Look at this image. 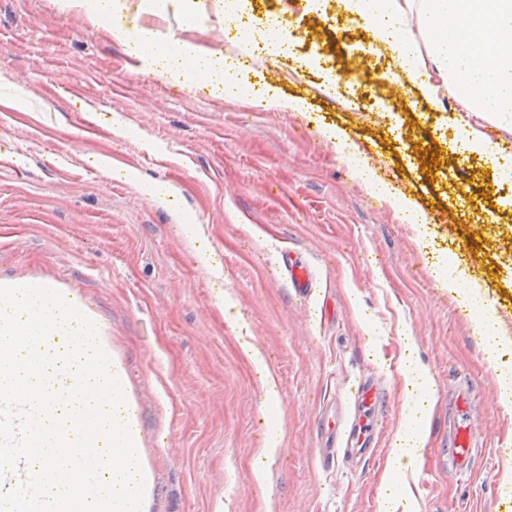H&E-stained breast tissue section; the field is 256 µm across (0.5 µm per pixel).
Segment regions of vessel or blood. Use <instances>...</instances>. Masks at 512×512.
<instances>
[{
	"instance_id": "1",
	"label": "vessel or blood",
	"mask_w": 512,
	"mask_h": 512,
	"mask_svg": "<svg viewBox=\"0 0 512 512\" xmlns=\"http://www.w3.org/2000/svg\"><path fill=\"white\" fill-rule=\"evenodd\" d=\"M282 266L299 295L312 292L315 277L308 264L286 253L282 256ZM387 409L388 394L383 385L374 379L361 380L342 404L328 412L327 430L322 437L324 446L320 451L324 461L337 464L353 458H371L379 443ZM452 437V463L459 473H467L474 457L475 440L470 432L457 427L453 428Z\"/></svg>"
}]
</instances>
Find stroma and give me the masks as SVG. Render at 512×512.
Here are the masks:
<instances>
[{
    "label": "stroma",
    "instance_id": "stroma-1",
    "mask_svg": "<svg viewBox=\"0 0 512 512\" xmlns=\"http://www.w3.org/2000/svg\"><path fill=\"white\" fill-rule=\"evenodd\" d=\"M249 2L256 18L286 16L294 50L268 55L248 75L254 94L234 95L153 76L60 0H0V280L52 282L101 325L153 475L149 512H378L387 457L414 435L395 361L374 353L381 339L395 360L411 344L433 379L414 512H498L512 491L498 393L512 374V186L496 155L457 150L453 92L428 112L393 105V60L336 0ZM191 12L206 25L187 26ZM162 21L175 40L227 51L213 0H174ZM266 93L306 107H254ZM407 197L420 223L401 216ZM287 251L314 272L309 296L288 286ZM453 265L480 293L449 294ZM495 337L508 346L492 365ZM366 376L390 398L381 446L359 467L321 470L323 413ZM466 386L456 418L478 449L462 479L448 433ZM278 430L264 463L257 451Z\"/></svg>",
    "mask_w": 512,
    "mask_h": 512
}]
</instances>
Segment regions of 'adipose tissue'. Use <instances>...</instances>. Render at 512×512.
<instances>
[{
    "mask_svg": "<svg viewBox=\"0 0 512 512\" xmlns=\"http://www.w3.org/2000/svg\"><path fill=\"white\" fill-rule=\"evenodd\" d=\"M365 31L397 63L395 80L419 89L422 99L436 102L452 88L463 109L512 125V0H341ZM419 24L426 36L427 56H420L412 34ZM150 44L147 63L156 75L186 86L197 80L224 83V59L201 54L188 44L167 46L141 31ZM405 394L402 416L423 426L428 415L432 379L418 364L400 363ZM427 438L397 442L387 458L382 482L392 474L406 476L400 495L381 494L379 512H406L415 500L411 480L417 477Z\"/></svg>",
    "mask_w": 512,
    "mask_h": 512,
    "instance_id": "adipose-tissue-1",
    "label": "adipose tissue"
}]
</instances>
